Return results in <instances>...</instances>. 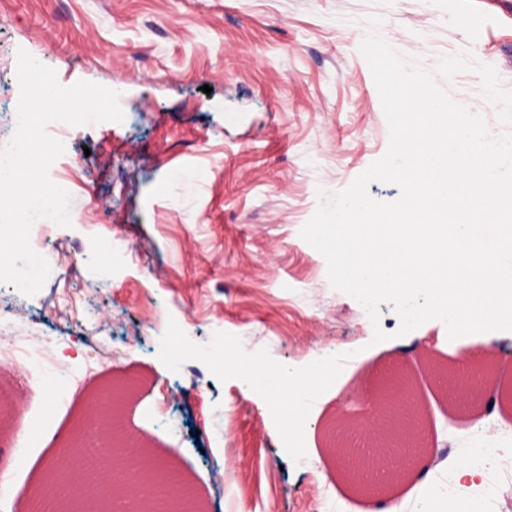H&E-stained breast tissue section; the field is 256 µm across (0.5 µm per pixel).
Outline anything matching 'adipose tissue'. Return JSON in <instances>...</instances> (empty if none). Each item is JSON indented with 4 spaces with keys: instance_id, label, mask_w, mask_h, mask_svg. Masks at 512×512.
Segmentation results:
<instances>
[{
    "instance_id": "adipose-tissue-1",
    "label": "adipose tissue",
    "mask_w": 512,
    "mask_h": 512,
    "mask_svg": "<svg viewBox=\"0 0 512 512\" xmlns=\"http://www.w3.org/2000/svg\"><path fill=\"white\" fill-rule=\"evenodd\" d=\"M386 166L409 188L406 223L366 202L328 217L319 248L333 252L336 275L368 301L393 290L409 296L401 310L407 332L427 315L447 319L480 368L490 337L512 334V185L492 186L493 153L470 121L448 119L443 102L411 88ZM424 294L427 307L412 303Z\"/></svg>"
}]
</instances>
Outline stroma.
<instances>
[{
  "label": "stroma",
  "instance_id": "obj_1",
  "mask_svg": "<svg viewBox=\"0 0 512 512\" xmlns=\"http://www.w3.org/2000/svg\"><path fill=\"white\" fill-rule=\"evenodd\" d=\"M371 14L383 17L391 45L426 67L468 48L512 89V0H0V146L12 137L21 49L61 85L118 91L125 115L78 129L55 164L71 225L45 233L42 289L15 297L0 282V321L48 341L36 372L26 361L35 342L0 339V392L12 396L0 472L15 484L38 486L57 454L26 434L73 435L90 388L129 382L120 428L175 469L204 512H367L368 498L336 473L326 428L365 419L369 391L402 367L428 435L450 454L425 462L427 488H393L400 512H420L429 488L501 512L512 493V408L452 407L432 373L457 371L464 342L432 317L422 351H412L391 305L371 322L332 288L324 257L300 236L318 189L347 188L388 148L359 51ZM442 86L502 133L479 74ZM115 241L128 249L119 264ZM93 276L103 286H89ZM172 320L196 343L227 332L290 367L348 354L307 417L303 459L288 455L268 405L244 382L219 381L197 360L166 368L159 340ZM378 327L391 340L373 343ZM495 446L479 476H460L456 459Z\"/></svg>",
  "mask_w": 512,
  "mask_h": 512
}]
</instances>
